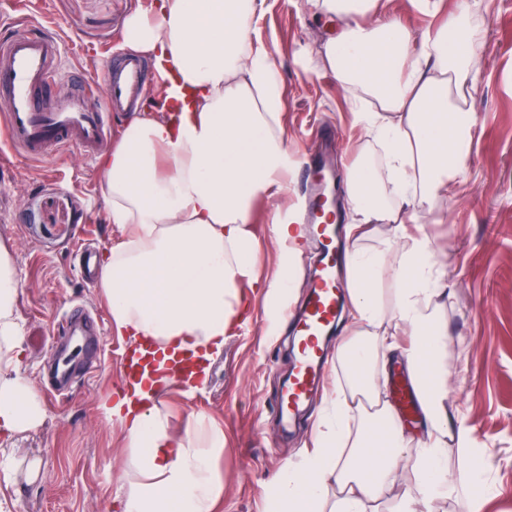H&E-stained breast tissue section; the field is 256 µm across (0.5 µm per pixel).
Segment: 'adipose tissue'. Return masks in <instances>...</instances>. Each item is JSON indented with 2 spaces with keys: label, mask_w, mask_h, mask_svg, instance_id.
<instances>
[{
  "label": "adipose tissue",
  "mask_w": 512,
  "mask_h": 512,
  "mask_svg": "<svg viewBox=\"0 0 512 512\" xmlns=\"http://www.w3.org/2000/svg\"><path fill=\"white\" fill-rule=\"evenodd\" d=\"M441 2L413 0L439 19L418 37L380 0L305 2L344 21L309 68L359 92L369 109L353 118L382 151L380 166L356 163L347 173L349 231L387 226L399 262L387 269L381 254L349 255L352 321L336 353L348 378L327 402L312 448L272 477V512H367L406 461L418 482L395 512H434L458 494L449 445L465 464L474 461L471 430L448 414V252L406 226L411 210L447 223L441 202L481 132L468 103L483 68L481 33L469 8L445 15ZM266 10L267 0H150L124 28L126 45L162 71L163 113L134 117L100 160L106 221L121 234L100 259V287L111 329L138 351L178 360L179 369L159 366L136 382L134 396L104 408L126 452L116 490L123 512H217L223 486L214 462L224 431L199 412L175 432L162 395L178 374L194 378L200 363L223 354L247 310L242 287L287 292L304 238L294 218L274 215L287 260L274 280L256 277L252 206L281 192L291 168L282 82L252 36ZM386 275L395 285L388 307L376 290ZM16 286L0 250V363L23 343ZM396 358L424 419L420 438L405 432L388 399ZM42 417L21 378L0 366V431L33 430Z\"/></svg>",
  "instance_id": "obj_1"
}]
</instances>
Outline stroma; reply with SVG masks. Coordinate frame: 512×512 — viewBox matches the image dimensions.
<instances>
[{"mask_svg": "<svg viewBox=\"0 0 512 512\" xmlns=\"http://www.w3.org/2000/svg\"><path fill=\"white\" fill-rule=\"evenodd\" d=\"M146 0H0V19L16 6L64 47L65 69L78 71L103 87L113 53H126L122 32L132 10ZM338 18L314 16L296 0H269L254 35L266 45L280 71L292 162L284 193L258 199L252 230L259 248L253 258L259 277L273 278L283 260L271 233L276 211H298L307 174L302 160L326 152L336 181L348 164L377 166L365 130L353 120V95L331 72H310L305 59L316 52ZM490 60L469 98L481 127L473 164L448 197V221L409 226L446 246L448 282L454 289L444 310L449 337L465 349L448 363V411L452 421L473 429L486 448L483 482L448 452V471L458 497L436 503V512H512V0H492L481 20ZM106 203L97 161L75 150L60 151L46 161L12 156L0 163V248L8 250L18 286L15 314L24 327L22 353L11 370L33 392L43 410L34 430L1 442L18 457L35 459L33 480L0 479V512H119L114 492L125 450L117 428L103 410L118 396L128 343L106 332L101 364L82 384L78 406L48 396L42 374L58 337L63 308L82 305L109 319L99 285L86 283L77 259L85 242L101 254L110 244L104 222ZM315 253L303 246L287 299L253 297L252 315L224 343L209 368L202 391L184 396L173 386L163 396L182 428L189 412H203L224 429V453L218 461L224 491L220 512H266L267 479L311 444L316 420L343 374L329 363L322 389L313 394L291 424L278 406L282 382L292 365L291 312L309 291Z\"/></svg>", "mask_w": 512, "mask_h": 512, "instance_id": "obj_1", "label": "stroma"}]
</instances>
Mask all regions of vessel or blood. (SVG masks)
Wrapping results in <instances>:
<instances>
[{"instance_id": "obj_1", "label": "vessel or blood", "mask_w": 512, "mask_h": 512, "mask_svg": "<svg viewBox=\"0 0 512 512\" xmlns=\"http://www.w3.org/2000/svg\"><path fill=\"white\" fill-rule=\"evenodd\" d=\"M63 46L42 31L18 29L0 41V99L7 104V122L0 129V140L9 151L25 159L44 160L59 150H78L92 157L106 138L111 113L131 108L147 92L155 73L139 59L113 56L105 75L107 97L98 101L97 89L82 82L78 92L66 100L57 99L54 85L64 80ZM327 197L321 186H314L306 223L319 227L329 237L335 218L326 212ZM337 252L327 251L318 274L310 284L309 295L295 328L300 358L289 379L280 410L291 413L303 406L319 383L323 362L322 336L333 328L341 304V291L334 273ZM62 333L74 335L84 328L75 354H57L56 368L48 378L47 390L55 396H69L77 379L76 355L91 356L101 345L94 320L78 306L61 315Z\"/></svg>"}]
</instances>
